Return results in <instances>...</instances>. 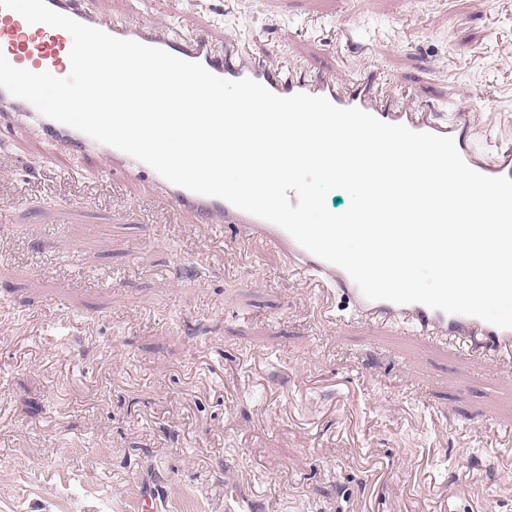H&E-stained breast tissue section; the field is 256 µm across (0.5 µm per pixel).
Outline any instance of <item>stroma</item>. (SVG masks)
Here are the masks:
<instances>
[{"instance_id": "1", "label": "stroma", "mask_w": 512, "mask_h": 512, "mask_svg": "<svg viewBox=\"0 0 512 512\" xmlns=\"http://www.w3.org/2000/svg\"><path fill=\"white\" fill-rule=\"evenodd\" d=\"M101 16L238 40L271 66L380 73L409 102L462 98L512 142V0H186ZM356 29L348 46L342 29ZM0 121V512H512V376L366 325L314 286L157 208L123 174L60 177ZM86 195L85 211L55 202ZM445 417H430L435 408ZM238 487L235 483L227 482L225 510L228 512H257L260 503L248 499Z\"/></svg>"}]
</instances>
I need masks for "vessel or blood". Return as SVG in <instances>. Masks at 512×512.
<instances>
[{"instance_id":"vessel-or-blood-1","label":"vessel or blood","mask_w":512,"mask_h":512,"mask_svg":"<svg viewBox=\"0 0 512 512\" xmlns=\"http://www.w3.org/2000/svg\"><path fill=\"white\" fill-rule=\"evenodd\" d=\"M48 6L85 25L121 39L165 50L171 55L204 66L212 74L229 79H253L279 96L307 93L326 97L341 108L357 107L381 121L453 138L464 161L487 176L512 178V146H498L493 157H486L471 139L478 113L473 104L456 102L445 108L400 103L385 95L377 73L342 79L331 73L298 74L275 69L251 57L241 44H225L216 51L209 35L173 37L164 27L125 24L98 15L87 0H46ZM71 35L60 28L29 24L18 13L0 9V54L17 68L35 73L61 74L69 70ZM0 107L35 122L61 154L88 151L105 157L109 169L130 173L148 183L160 204L172 212H190L211 232L220 235L232 229L233 248L246 250L253 239H261L284 255L288 275L314 286H329L350 310L349 324L365 323L380 331L394 330L427 343L452 345L469 357L492 364L495 371L512 368V329L493 326L479 318L450 315L424 305L395 304L366 299L342 268L315 256L299 245L279 226L244 212L223 199L193 193L176 186L148 165L130 155L99 143L86 134L41 115L29 102L0 89ZM257 501L248 499L231 483L226 491L227 512H257Z\"/></svg>"}]
</instances>
